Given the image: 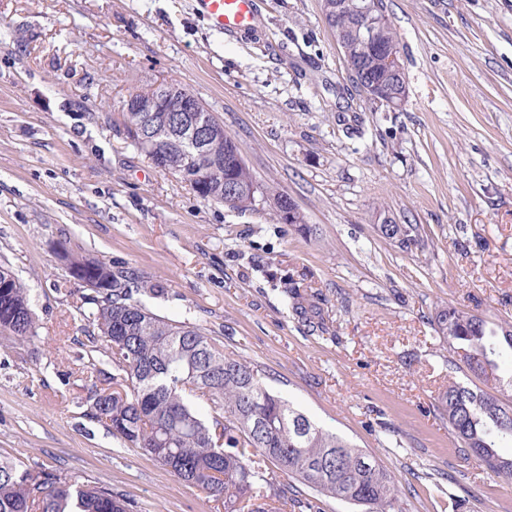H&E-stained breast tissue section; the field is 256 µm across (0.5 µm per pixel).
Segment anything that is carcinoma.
<instances>
[{"mask_svg": "<svg viewBox=\"0 0 512 512\" xmlns=\"http://www.w3.org/2000/svg\"><path fill=\"white\" fill-rule=\"evenodd\" d=\"M386 12L385 0H323V11L336 31L347 60H361L377 86H403L405 73L387 65L366 46L359 9ZM377 42L400 50L390 23L377 28ZM210 123L205 144L192 149L185 140L182 113H172L171 128L151 150L144 112H122L124 134L158 169L188 183L205 201L226 203L224 179L240 182L242 193L229 204L236 210L256 206L252 192L264 197L234 139L207 110L189 113ZM273 205L284 222L308 229L288 197L276 194ZM380 233L402 248L418 242L416 224L378 225ZM70 276L94 283L85 297L90 305V351L113 368L96 370L100 386L92 390L90 415L124 444L139 450L179 480L222 502L224 512H319L317 498H301L282 487L267 492L265 464L362 512H403L400 491L373 457L351 446L291 404L271 393L258 371L199 327L168 319L146 308L139 296L160 293L159 286L122 268L63 249ZM292 311L322 334L330 333L313 295L295 283L286 288ZM435 330L448 350L483 384L496 380V358L512 351V323H490L464 307H443ZM37 336L29 288L0 265V344L23 347ZM208 403L218 415L204 419L196 403ZM464 454L477 458L498 477L512 480V457L498 454L512 442V401L477 386L451 382L438 397ZM0 512H133L130 501L112 490L72 481L42 464L26 465L0 455Z\"/></svg>", "mask_w": 512, "mask_h": 512, "instance_id": "cac0c4a2", "label": "carcinoma"}]
</instances>
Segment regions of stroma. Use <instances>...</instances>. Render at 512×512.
<instances>
[{"instance_id":"35a3bbf8","label":"stroma","mask_w":512,"mask_h":512,"mask_svg":"<svg viewBox=\"0 0 512 512\" xmlns=\"http://www.w3.org/2000/svg\"><path fill=\"white\" fill-rule=\"evenodd\" d=\"M407 98L351 79L322 0H264L254 31L194 0H0V263L37 335L0 347V454L108 486L135 512H224L88 414L87 287L60 246L163 285L143 303L191 323L391 474L404 512H512V482L464 456L437 408L472 375L439 308L512 321V0H386ZM184 86L256 180L290 197L241 212L155 169L119 131L129 93ZM415 224L402 249L384 218ZM321 293L310 332L285 289ZM283 194H274L273 205L277 211V216L280 220L287 224H298L302 231L309 229L307 224H304L303 217L299 214L294 202ZM291 203V207L288 208V203ZM289 212V215H288ZM289 221V222H288Z\"/></svg>"}]
</instances>
